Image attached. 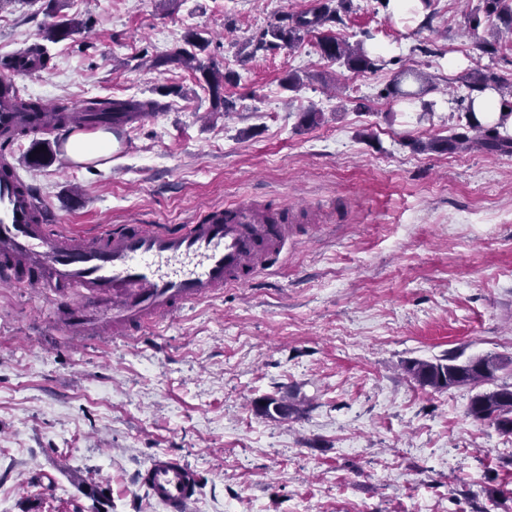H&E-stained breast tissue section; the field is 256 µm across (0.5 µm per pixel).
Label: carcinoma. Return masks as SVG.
I'll list each match as a JSON object with an SVG mask.
<instances>
[{
    "instance_id": "carcinoma-1",
    "label": "carcinoma",
    "mask_w": 512,
    "mask_h": 512,
    "mask_svg": "<svg viewBox=\"0 0 512 512\" xmlns=\"http://www.w3.org/2000/svg\"><path fill=\"white\" fill-rule=\"evenodd\" d=\"M347 10L346 0H314L306 12L290 17L287 23L278 24L264 30L255 45V50L265 46H294L304 36L327 21L339 18V13ZM486 13L505 15L512 22V3L509 0H485ZM81 22L65 20L50 24L43 31V38L48 41H59L78 32ZM207 41L198 35L186 40V46L176 47L170 52L159 55L153 60L152 66L160 67L176 63L203 72L212 95V107L215 110L231 111L233 102L224 97V82L227 76L218 63L202 62L198 54L205 50ZM319 50L323 57L336 61L353 71L377 70L381 59H373L364 48V42L353 45L335 38L325 37L319 41ZM8 104L14 111L23 116L31 113L48 117L47 125L61 126L69 123L73 109L65 105L53 108L46 107L37 99L23 98L17 87L0 83V105ZM159 108L154 100L119 101L110 98H94L85 101L80 112L87 115L86 121H96L100 125H112L116 120L131 119L141 114H151ZM467 131L454 132L449 136L435 137L421 144V148L437 150H468L475 146L487 152L507 153L512 149V137L500 134L497 127L485 126L472 110H467ZM508 365V360L499 356L470 358L464 362L456 361L453 356L446 357V362L416 360L408 363L406 372L421 387L436 390L449 389L460 385L479 386L489 384L496 378L498 371ZM468 414L475 420L488 421L501 430L512 425V387L500 386L492 390L476 393L470 403Z\"/></svg>"
}]
</instances>
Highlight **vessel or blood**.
Instances as JSON below:
<instances>
[{"label":"vessel or blood","instance_id":"1","mask_svg":"<svg viewBox=\"0 0 512 512\" xmlns=\"http://www.w3.org/2000/svg\"><path fill=\"white\" fill-rule=\"evenodd\" d=\"M287 245V225L250 202L209 209L197 224L62 235L15 165L0 158V282L42 288L71 338L127 336L188 303L249 284ZM141 482L166 512H188L199 493L194 469L164 453Z\"/></svg>","mask_w":512,"mask_h":512}]
</instances>
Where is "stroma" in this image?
I'll list each match as a JSON object with an SVG mask.
<instances>
[{
  "label": "stroma",
  "mask_w": 512,
  "mask_h": 512,
  "mask_svg": "<svg viewBox=\"0 0 512 512\" xmlns=\"http://www.w3.org/2000/svg\"><path fill=\"white\" fill-rule=\"evenodd\" d=\"M309 0H0V63L32 45L48 62L15 84L76 108L153 99L109 155L18 175L69 235L124 224H194L237 201L296 210L288 251L137 336L70 339L38 289L0 284V497L8 512H163L139 474L160 453L199 474L191 512H512V435L468 415V386L436 391L412 360H512V155L422 152L465 124L463 77L499 81L512 106V42L484 0H431L428 27L384 0L292 47L259 34ZM83 27L43 42L60 18ZM198 33L202 61L233 77L231 112L201 72L149 59ZM365 40L383 61L355 72L322 35ZM496 45L495 53L483 45ZM427 73L434 111L388 95ZM295 90L285 89L289 74ZM321 112L306 126V110ZM288 398L285 420L263 414Z\"/></svg>",
  "instance_id": "stroma-1"
}]
</instances>
